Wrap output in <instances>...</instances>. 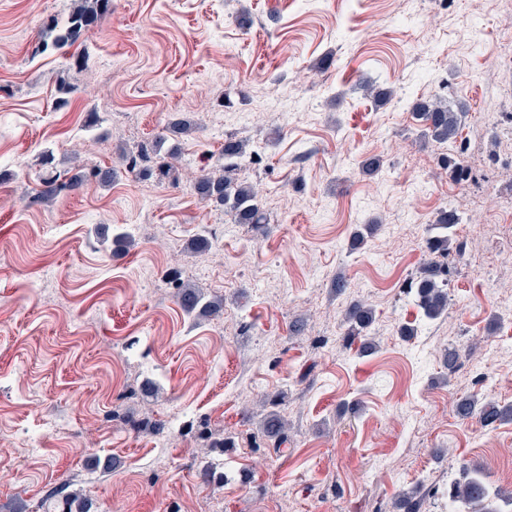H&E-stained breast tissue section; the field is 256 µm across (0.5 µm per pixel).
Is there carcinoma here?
<instances>
[{
  "mask_svg": "<svg viewBox=\"0 0 512 512\" xmlns=\"http://www.w3.org/2000/svg\"><path fill=\"white\" fill-rule=\"evenodd\" d=\"M112 11V0H73L66 25L59 29L52 24L50 30L58 31L52 42H44L38 47L46 52L49 46L64 45L77 41L83 34L98 25L100 20ZM415 115L424 125V135L433 141L455 144L461 135L464 113L456 112L451 102L443 98L420 100L414 105ZM249 141L235 136L224 139V165L208 172L190 176L196 194L206 203L224 208V213L231 216L237 224H249L261 228L266 224L267 216L261 204L263 189L261 183L255 184L239 180L238 161L247 154ZM175 152H170L169 159L159 158L153 165L143 167L139 158L132 154L125 158L124 171L134 176L156 177L159 183H177L182 172L174 163ZM440 164L450 171L454 181L465 183L464 167L455 156L442 155ZM119 175V169L93 167L88 171L76 170L67 180L48 172L40 177V189L35 200L51 204L61 195L80 189L83 184L94 181L102 186H110ZM463 246H451L446 236H433L425 241L426 258L419 275L408 279L402 286L403 293L413 296L416 306L423 316L435 319L448 312V285L456 272L457 261L462 256ZM165 279L176 289L174 297L183 311L195 318L216 317L223 313L224 298L218 295L207 296L200 289L183 281L176 268L166 272ZM343 323L345 335L357 339L367 332L373 323V308L366 301H355L344 310ZM281 393L275 399L260 402V406L269 405L273 410L265 414L258 432L250 437L253 448H279L288 442V420L276 411L285 400ZM456 413L462 418H477L484 427L512 418V406H502L494 400H479L475 396L459 398L454 405ZM63 485L53 491L51 496L63 495L64 512H89L82 491H67ZM503 498L500 491L492 488L488 477L476 467H462L460 477L448 485V499L453 512H502L496 502Z\"/></svg>",
  "mask_w": 512,
  "mask_h": 512,
  "instance_id": "obj_1",
  "label": "carcinoma"
}]
</instances>
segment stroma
<instances>
[{
    "mask_svg": "<svg viewBox=\"0 0 512 512\" xmlns=\"http://www.w3.org/2000/svg\"><path fill=\"white\" fill-rule=\"evenodd\" d=\"M69 7L0 0V512H63L50 493L64 484L90 512H396L403 493L444 490L464 462L511 493L512 421L484 428L453 403L512 405V355L490 362L483 386L442 360L451 347L512 344L498 300L512 262L464 254L433 320L401 287L446 206L461 212L453 241L478 239L488 255L503 245L479 226L512 180L451 183L438 165L447 145L424 137L412 107L447 85L472 137L463 161L488 170L497 117L512 113V72L488 59L512 11L500 0H112L98 27L36 54ZM93 112L99 137L85 128ZM179 117L198 130L166 135ZM229 134L264 149L241 176L276 190L266 232L233 224L186 181L123 174L32 200L43 151L65 173L119 165L161 136L196 173L219 164ZM370 158L380 168L367 175ZM363 224L375 233L350 248ZM121 231L134 244L115 255L107 241ZM201 233L209 248L188 252ZM173 266L223 297V316L189 317L163 278ZM357 300L374 309L366 351L344 340ZM404 324L416 335L400 336ZM281 391L292 441L253 451L258 402ZM174 415L185 428H169ZM45 417L59 439L44 438ZM158 421L160 432L136 429ZM202 424L235 447L204 452Z\"/></svg>",
    "mask_w": 512,
    "mask_h": 512,
    "instance_id": "obj_1",
    "label": "stroma"
}]
</instances>
